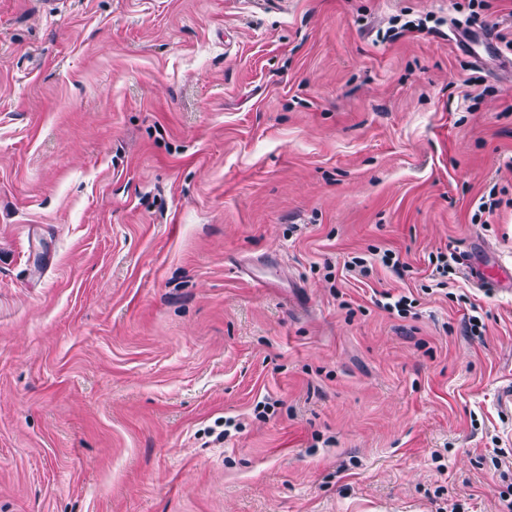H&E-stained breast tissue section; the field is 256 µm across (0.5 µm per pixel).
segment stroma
<instances>
[{"mask_svg":"<svg viewBox=\"0 0 512 512\" xmlns=\"http://www.w3.org/2000/svg\"><path fill=\"white\" fill-rule=\"evenodd\" d=\"M460 25L512 0H0V512H503L512 71ZM450 38L457 43L466 44L468 48L472 50V56L475 57L476 60L485 59V55L488 57L498 56L496 54V46L492 34L489 30L465 33H459L457 30H454ZM381 299L376 300V305L389 312L396 311L400 317H406L408 313H411V309L415 306V299H411L406 295H401L396 298L388 292L380 294Z\"/></svg>","mask_w":512,"mask_h":512,"instance_id":"stroma-1","label":"stroma"}]
</instances>
